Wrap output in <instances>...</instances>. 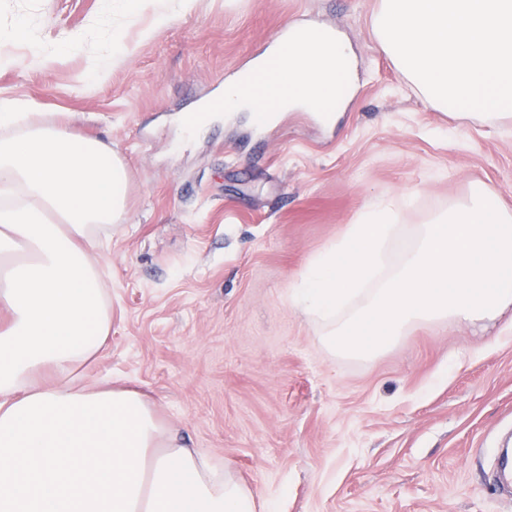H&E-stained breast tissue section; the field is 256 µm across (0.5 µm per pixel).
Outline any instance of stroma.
I'll use <instances>...</instances> for the list:
<instances>
[{
  "label": "stroma",
  "instance_id": "stroma-1",
  "mask_svg": "<svg viewBox=\"0 0 512 512\" xmlns=\"http://www.w3.org/2000/svg\"><path fill=\"white\" fill-rule=\"evenodd\" d=\"M377 3L195 0L157 28L151 0L126 25L112 0H0V50L20 16L46 46L71 30L85 43L45 72L0 70V96L67 113L128 168L126 220L95 251L112 327L86 386L145 393L166 428L280 512H512L492 478L512 439V318L426 322L350 357L288 303L308 258L378 199L412 195L409 233L476 182L512 207V122L450 132L377 42ZM287 23L334 29L353 55L335 123L216 111L186 138L181 117ZM119 25L130 57L88 84Z\"/></svg>",
  "mask_w": 512,
  "mask_h": 512
}]
</instances>
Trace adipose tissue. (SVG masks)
<instances>
[{
    "mask_svg": "<svg viewBox=\"0 0 512 512\" xmlns=\"http://www.w3.org/2000/svg\"><path fill=\"white\" fill-rule=\"evenodd\" d=\"M316 33L315 50L274 46L286 60L265 85L278 111H315L352 85L342 37ZM10 37L24 53L1 52L0 70L44 71L83 48L72 31L47 51L22 18ZM128 182L101 141L0 97V512H256L251 489L186 447L142 393L73 385L112 326L90 248L124 222Z\"/></svg>",
    "mask_w": 512,
    "mask_h": 512,
    "instance_id": "1",
    "label": "adipose tissue"
}]
</instances>
